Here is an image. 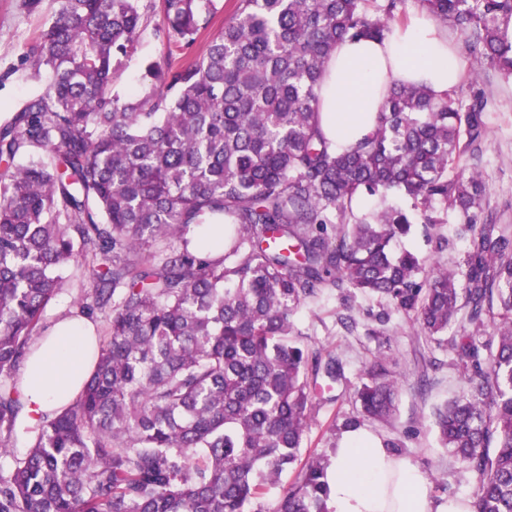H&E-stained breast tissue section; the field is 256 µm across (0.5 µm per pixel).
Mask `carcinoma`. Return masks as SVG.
I'll return each instance as SVG.
<instances>
[{"instance_id":"1","label":"carcinoma","mask_w":512,"mask_h":512,"mask_svg":"<svg viewBox=\"0 0 512 512\" xmlns=\"http://www.w3.org/2000/svg\"><path fill=\"white\" fill-rule=\"evenodd\" d=\"M407 0H239L186 66L148 65L115 89L150 13L168 51L192 46L214 0H56L27 49L42 94L0 128V447L20 425V371L42 312L85 268L78 299L108 338L76 398L42 415L0 512H327L329 461L301 456L313 397L293 316L333 288L389 299L430 336L457 318L467 391L435 415L444 447L478 476L474 512H512V237L484 218L475 145L487 101L391 86L374 131L344 147L321 126L326 62L381 42ZM472 61L512 78V0H418ZM25 153L26 166L9 162ZM468 158V177L448 169ZM377 205L359 214L354 202ZM412 201L408 212L393 203ZM471 233L464 280L410 250L435 204ZM469 311L459 316L464 306ZM496 335L477 340L485 321ZM395 382L357 390L391 419Z\"/></svg>"}]
</instances>
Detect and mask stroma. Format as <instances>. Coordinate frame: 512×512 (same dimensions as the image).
<instances>
[{"mask_svg": "<svg viewBox=\"0 0 512 512\" xmlns=\"http://www.w3.org/2000/svg\"><path fill=\"white\" fill-rule=\"evenodd\" d=\"M237 7V0H216L217 13L192 49L167 55L153 27H146L122 64L119 89L138 87L148 62L179 67L193 61L223 20ZM53 0H40L28 8L25 0H0V126L38 95L43 82L29 78L25 55L28 46L51 22ZM491 110L490 132L479 146L480 174L488 188L485 209L498 229L512 235V81L485 70L477 85ZM438 223L416 224L402 245L416 251L427 264L463 273L469 237L457 217L438 205ZM86 281L82 267L69 270L67 288L45 306L41 321L52 326L59 318L75 314V300ZM351 316L352 330L340 317ZM300 342L310 353L334 354L340 375L336 382L318 380L303 456L329 459L337 448L348 420L375 436L398 456L410 460L429 479L434 503L459 496L474 498L476 474L467 472L443 448L434 426V412L448 400L461 396L464 381L449 341L440 343L420 334L413 315L397 310L385 298L330 290L302 304L294 315ZM383 364L397 382L395 412L390 421L361 416L355 392L368 379V371Z\"/></svg>", "mask_w": 512, "mask_h": 512, "instance_id": "obj_1", "label": "stroma"}]
</instances>
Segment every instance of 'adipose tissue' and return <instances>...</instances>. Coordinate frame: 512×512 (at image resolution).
Masks as SVG:
<instances>
[{"instance_id": "ef3b65f1", "label": "adipose tissue", "mask_w": 512, "mask_h": 512, "mask_svg": "<svg viewBox=\"0 0 512 512\" xmlns=\"http://www.w3.org/2000/svg\"><path fill=\"white\" fill-rule=\"evenodd\" d=\"M461 68L448 52V35L427 16L393 26L384 42L353 40L326 64L320 111L332 141L347 146L371 131L392 83H416L441 95L456 85ZM97 343L80 318H63L32 346L22 396L31 421L72 401L87 378ZM328 512H470L467 499L433 505L428 479L361 427L347 429L327 468Z\"/></svg>"}]
</instances>
